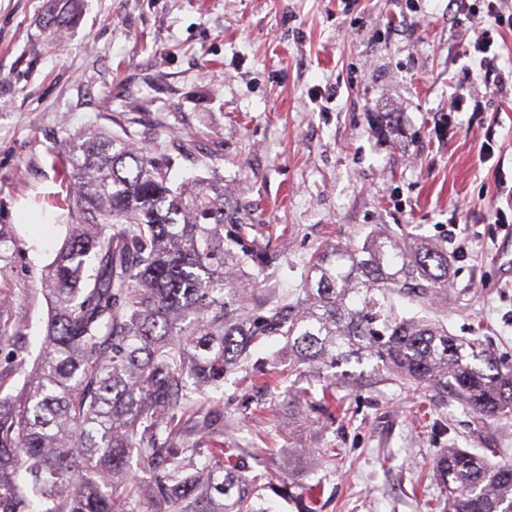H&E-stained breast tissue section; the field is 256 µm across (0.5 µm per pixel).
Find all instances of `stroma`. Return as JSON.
<instances>
[{
  "instance_id": "35a3bbf8",
  "label": "stroma",
  "mask_w": 512,
  "mask_h": 512,
  "mask_svg": "<svg viewBox=\"0 0 512 512\" xmlns=\"http://www.w3.org/2000/svg\"><path fill=\"white\" fill-rule=\"evenodd\" d=\"M57 6L0 0L1 398L42 347L41 275L66 234L63 153L92 129L154 150L173 187L223 192L249 243L279 255L251 277L283 295L298 293L328 246L385 227L435 239L451 261L448 287L426 308H399L480 337L512 366V281L491 227L512 195V95L467 81L448 0H77L46 27ZM414 9L423 25L409 22ZM464 82L477 108L449 115ZM283 345L274 336L254 348L264 374H229L215 398L252 475L276 469L296 490L320 478L322 512H427L445 448L512 464V416L479 415L368 363L357 385L337 387L335 412L289 407L293 385H321L274 360Z\"/></svg>"
}]
</instances>
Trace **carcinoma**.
Here are the masks:
<instances>
[{
  "label": "carcinoma",
  "mask_w": 512,
  "mask_h": 512,
  "mask_svg": "<svg viewBox=\"0 0 512 512\" xmlns=\"http://www.w3.org/2000/svg\"><path fill=\"white\" fill-rule=\"evenodd\" d=\"M65 177L44 345L0 399V512H255L257 479L206 390L271 336L324 382L326 406L362 378L337 368L367 361L483 416L512 414V367L484 343L392 312L394 295L448 286V251L431 240L384 228L311 259L296 296L258 294V254L224 240V194L172 189L149 151L103 132L77 137ZM432 469L442 512H512V465L447 448ZM303 496L320 512V481Z\"/></svg>",
  "instance_id": "carcinoma-1"
}]
</instances>
